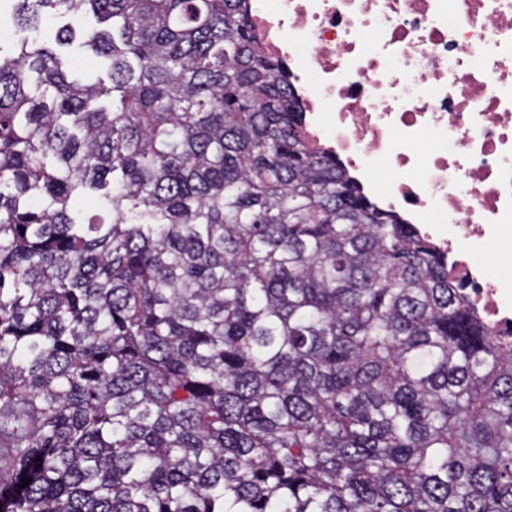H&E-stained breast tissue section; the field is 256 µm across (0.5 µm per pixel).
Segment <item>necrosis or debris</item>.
<instances>
[{
    "label": "necrosis or debris",
    "mask_w": 512,
    "mask_h": 512,
    "mask_svg": "<svg viewBox=\"0 0 512 512\" xmlns=\"http://www.w3.org/2000/svg\"><path fill=\"white\" fill-rule=\"evenodd\" d=\"M312 149L448 260L489 326L512 334V0H260ZM432 142L421 153V142Z\"/></svg>",
    "instance_id": "4bbe7bcc"
}]
</instances>
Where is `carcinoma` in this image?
Segmentation results:
<instances>
[{"mask_svg": "<svg viewBox=\"0 0 512 512\" xmlns=\"http://www.w3.org/2000/svg\"><path fill=\"white\" fill-rule=\"evenodd\" d=\"M250 2L16 0L109 66L0 46V512H512V338L308 146ZM66 52L70 54L73 67L76 71L87 76L97 77L104 74L106 60L104 58L90 57L78 47V40Z\"/></svg>", "mask_w": 512, "mask_h": 512, "instance_id": "1", "label": "carcinoma"}]
</instances>
